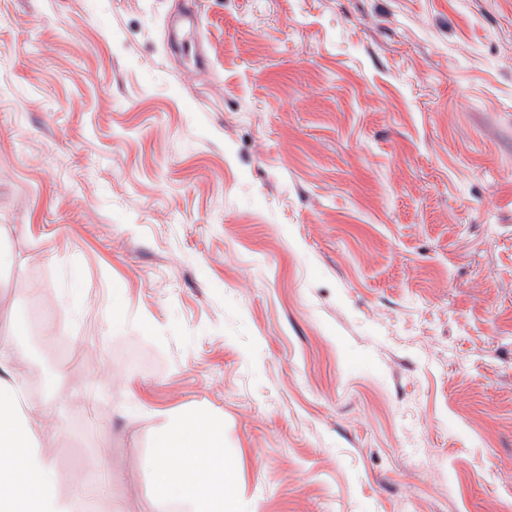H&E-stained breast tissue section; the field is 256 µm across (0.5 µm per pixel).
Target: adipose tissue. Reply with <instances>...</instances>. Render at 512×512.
Segmentation results:
<instances>
[{
  "label": "adipose tissue",
  "mask_w": 512,
  "mask_h": 512,
  "mask_svg": "<svg viewBox=\"0 0 512 512\" xmlns=\"http://www.w3.org/2000/svg\"><path fill=\"white\" fill-rule=\"evenodd\" d=\"M59 414L55 400L38 408L27 406L18 380L0 379V471L12 455H21L25 481L38 492L37 512H83L91 484L83 475H75V495L60 496L43 447L42 437ZM223 445V430L211 417L165 412L145 462L154 476L157 497L186 504L189 512H231L224 490L234 474L216 453Z\"/></svg>",
  "instance_id": "adipose-tissue-1"
}]
</instances>
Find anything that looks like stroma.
Listing matches in <instances>:
<instances>
[{
	"label": "stroma",
	"instance_id": "35a3bbf8",
	"mask_svg": "<svg viewBox=\"0 0 512 512\" xmlns=\"http://www.w3.org/2000/svg\"><path fill=\"white\" fill-rule=\"evenodd\" d=\"M174 14L0 0V321L21 390L56 379L61 490L179 512L143 462L180 411L223 423L235 512H504L512 0Z\"/></svg>",
	"mask_w": 512,
	"mask_h": 512
}]
</instances>
